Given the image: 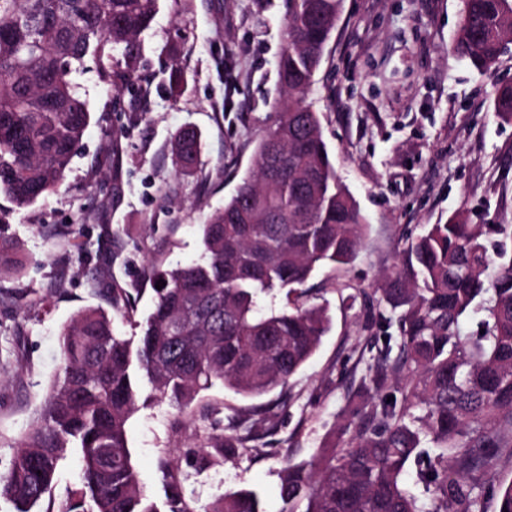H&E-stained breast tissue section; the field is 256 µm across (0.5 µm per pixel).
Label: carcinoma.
<instances>
[{
    "label": "carcinoma",
    "instance_id": "carcinoma-1",
    "mask_svg": "<svg viewBox=\"0 0 512 512\" xmlns=\"http://www.w3.org/2000/svg\"><path fill=\"white\" fill-rule=\"evenodd\" d=\"M343 0H288L278 78L284 96L254 168L224 208L202 225L200 262L154 274L156 291L137 342L115 334L105 310L79 311L60 333V372L9 467L0 498L33 512L59 461L82 458L80 484L57 512H193L178 495L149 500L127 447L140 372L152 389L184 405L220 383L244 398L287 385L331 328L326 307L263 313L261 296L292 292L323 266L350 264L367 235L356 200L337 175L320 118L305 103ZM158 0H0V195L20 211L63 180L89 125V104L71 79L92 58L112 82L114 50L133 48ZM512 0H463L453 51L488 72L509 48ZM497 114L512 121V85L497 88ZM180 160L197 159L182 133ZM0 269L21 263L4 232ZM499 237L500 268L487 274L485 240ZM505 224H472L462 213L409 243L402 270L383 289L399 336L372 337L378 366L351 400L349 442L288 462L281 512H483L490 489L512 512V481L487 479L512 462V260ZM484 312L483 334L461 320ZM396 357H391L393 350ZM392 401H387V397ZM229 435L207 462L233 458ZM432 486L422 503L403 483L410 463ZM210 512H265L254 490L217 498Z\"/></svg>",
    "mask_w": 512,
    "mask_h": 512
}]
</instances>
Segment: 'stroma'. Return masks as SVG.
I'll list each match as a JSON object with an SVG mask.
<instances>
[{
	"mask_svg": "<svg viewBox=\"0 0 512 512\" xmlns=\"http://www.w3.org/2000/svg\"><path fill=\"white\" fill-rule=\"evenodd\" d=\"M462 8L343 0L306 103L368 233L351 264L261 300L266 311L328 306L332 330L286 386L256 399L218 385L185 406L141 384L127 443L152 500L169 492L165 458L193 512L240 488L280 512L285 463L352 433L349 402L374 364L364 301L382 298L408 243L461 209L477 224H512V122L494 111L496 88L512 83V51L489 73L459 59L451 43ZM287 17L285 0H159L131 79L104 83L91 60L74 73L90 121L65 179L18 212L0 196L23 254L21 266L0 270V471L40 413L60 367L59 334L75 314L102 307L118 335L139 336L154 272L200 260L202 224L252 170L276 118ZM175 69L183 86L174 97ZM185 128L201 142L188 168L175 150ZM231 434L246 451L203 465Z\"/></svg>",
	"mask_w": 512,
	"mask_h": 512,
	"instance_id": "obj_1",
	"label": "stroma"
}]
</instances>
